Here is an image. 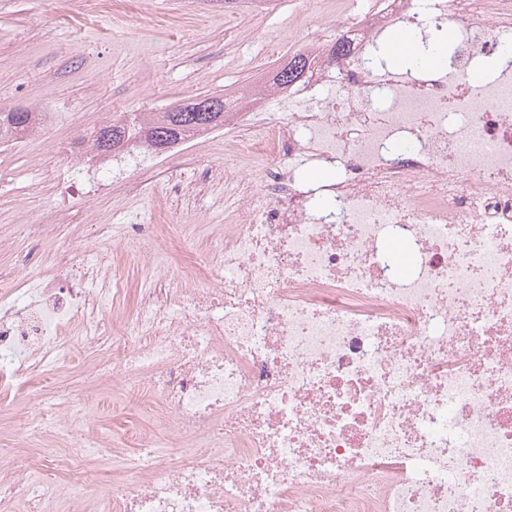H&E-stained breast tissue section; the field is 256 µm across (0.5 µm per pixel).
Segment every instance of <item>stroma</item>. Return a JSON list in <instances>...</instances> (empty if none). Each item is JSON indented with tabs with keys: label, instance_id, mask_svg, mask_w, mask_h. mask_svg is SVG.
<instances>
[{
	"label": "stroma",
	"instance_id": "stroma-1",
	"mask_svg": "<svg viewBox=\"0 0 512 512\" xmlns=\"http://www.w3.org/2000/svg\"><path fill=\"white\" fill-rule=\"evenodd\" d=\"M338 31L317 0H269L259 12L249 0H112L111 11L89 17L81 0H0V110L23 105L41 114L35 134L0 153V272L53 277L60 254L99 249L108 224L135 295L163 269L221 248L224 188L202 174L223 172V141L198 144L190 165L169 151L120 169L100 164L73 192L47 183L46 171L81 167L86 156L73 146L115 115L164 112L261 84L307 36L332 40ZM61 208L66 223H50ZM162 222L171 226L165 241L155 230ZM58 378L116 398L109 412L62 405L77 429L108 438L122 423L160 431L159 419L122 388L68 365ZM30 410L22 400L0 412V448L58 447L54 429L17 432V417Z\"/></svg>",
	"mask_w": 512,
	"mask_h": 512
}]
</instances>
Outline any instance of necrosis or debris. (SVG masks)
<instances>
[{
	"label": "necrosis or debris",
	"mask_w": 512,
	"mask_h": 512,
	"mask_svg": "<svg viewBox=\"0 0 512 512\" xmlns=\"http://www.w3.org/2000/svg\"><path fill=\"white\" fill-rule=\"evenodd\" d=\"M447 23L437 69L380 61L393 26ZM340 34L338 58L308 41L288 111L246 89L225 113L237 201L175 287L116 324L127 290L102 254L73 252L65 288L0 279L1 407L75 359L72 330L89 374L147 394L181 447L62 425L54 460L0 448V512H62L57 486L104 460L129 480L94 512H512V0H392Z\"/></svg>",
	"instance_id": "obj_1"
}]
</instances>
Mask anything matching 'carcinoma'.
Returning a JSON list of instances; mask_svg holds the SVG:
<instances>
[{"mask_svg":"<svg viewBox=\"0 0 512 512\" xmlns=\"http://www.w3.org/2000/svg\"><path fill=\"white\" fill-rule=\"evenodd\" d=\"M314 68V60L292 55L288 65L277 70L274 82L291 85L306 69ZM224 113L166 111L133 117L119 116L103 124L91 134L94 153H107L138 143L145 153H159L195 135L224 125ZM39 123L37 112H0V137L22 139L32 134Z\"/></svg>","mask_w":512,"mask_h":512,"instance_id":"cac0c4a2","label":"carcinoma"}]
</instances>
